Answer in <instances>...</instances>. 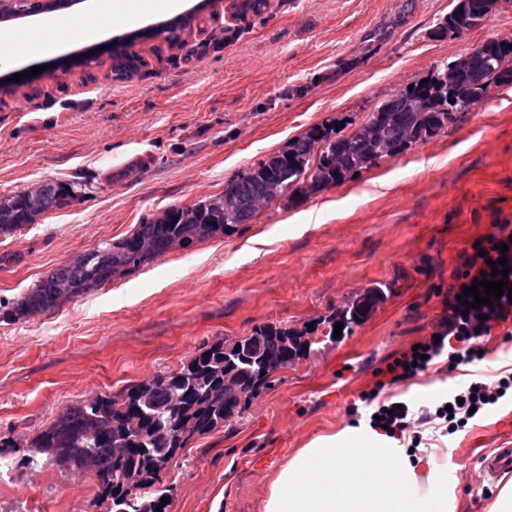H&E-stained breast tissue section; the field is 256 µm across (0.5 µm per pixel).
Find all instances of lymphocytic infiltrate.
<instances>
[{
  "label": "lymphocytic infiltrate",
  "mask_w": 512,
  "mask_h": 512,
  "mask_svg": "<svg viewBox=\"0 0 512 512\" xmlns=\"http://www.w3.org/2000/svg\"><path fill=\"white\" fill-rule=\"evenodd\" d=\"M503 243L508 246L504 252L499 249ZM501 257L512 267L511 224L492 225L488 232L479 235L477 243L458 254L432 335L420 339L418 350H404L376 370L372 388L360 394L358 403L351 405V412H358L363 405L373 407L375 418L370 425L374 430H385L390 437L410 434L411 445L416 448L423 440L421 426L434 424L443 434H453L465 427L474 414L497 404L501 392L512 391V375L491 382L481 381L460 391L449 390L445 404L417 412L406 404L395 407L393 402L381 397L386 387L410 379L432 365L439 363L445 370L453 371L482 359L485 337L494 327L512 321V302L503 297L488 306L469 308L460 296L473 280L490 278V261Z\"/></svg>",
  "instance_id": "1"
}]
</instances>
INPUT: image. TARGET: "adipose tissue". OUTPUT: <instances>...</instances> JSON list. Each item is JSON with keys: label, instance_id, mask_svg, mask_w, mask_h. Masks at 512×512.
<instances>
[{"label": "adipose tissue", "instance_id": "obj_1", "mask_svg": "<svg viewBox=\"0 0 512 512\" xmlns=\"http://www.w3.org/2000/svg\"><path fill=\"white\" fill-rule=\"evenodd\" d=\"M447 458L410 461L368 424L314 440L279 472L264 512H449Z\"/></svg>", "mask_w": 512, "mask_h": 512}]
</instances>
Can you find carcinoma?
Wrapping results in <instances>:
<instances>
[{
	"label": "carcinoma",
	"mask_w": 512,
	"mask_h": 512,
	"mask_svg": "<svg viewBox=\"0 0 512 512\" xmlns=\"http://www.w3.org/2000/svg\"><path fill=\"white\" fill-rule=\"evenodd\" d=\"M493 0H456L438 24L442 36H460L480 26L492 12ZM40 6L36 0H9L0 8V23ZM267 0H237L235 14L260 15ZM196 13L169 19L155 30L128 37L108 50L110 73L125 79L137 71L131 51L142 39L161 36L182 43ZM512 85V39H491L447 66L434 70L428 82L413 83L369 113L358 128L341 135L326 123L314 125L288 146L242 169L224 184V210L201 211L187 224L188 207L167 209L164 223L149 216L117 240H108L44 275L4 315L20 321L54 311L134 272L172 251L176 239L189 249L250 223L272 204L277 183L282 200L298 204L337 187L355 173L383 160L395 159L411 146L427 142L454 126L491 92ZM73 181L42 183L40 207L49 213L65 206L63 186ZM27 206L19 193L0 198V236L22 230ZM388 288H367L328 320L343 328L363 322L387 297ZM318 340L282 325L263 324L234 341L217 340L169 373L127 387L120 397L97 394L64 409L29 443L21 463L32 468L93 475L98 480L93 505L105 512H156L166 490L163 472L191 439L224 427L238 417L249 400L268 384L274 363L287 367L304 357Z\"/></svg>",
	"instance_id": "obj_1"
}]
</instances>
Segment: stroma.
<instances>
[{
	"instance_id": "stroma-1",
	"label": "stroma",
	"mask_w": 512,
	"mask_h": 512,
	"mask_svg": "<svg viewBox=\"0 0 512 512\" xmlns=\"http://www.w3.org/2000/svg\"><path fill=\"white\" fill-rule=\"evenodd\" d=\"M454 0H268L262 17L212 0L182 46L135 45L138 71L92 77L66 59L114 39V27L65 34L29 54L41 16L11 22L16 56L0 76V196L46 179L82 194L37 224L0 237V303L143 217L207 200L242 168L310 126L353 132L381 103L489 39L512 38V0L460 37L435 30ZM38 75H30L32 67ZM387 179L379 187L378 179ZM512 225V89L399 158L298 205L277 202L229 236L165 254L139 271L27 321H0V441L25 442L65 407L176 369L214 341L261 324L323 327L365 288L388 299L361 324L312 345L252 398L242 416L193 439L169 470L166 512H264L270 485L301 449L352 426L348 409L375 371L429 335L457 254L491 225ZM507 327L482 360L429 369L391 387L432 405L452 385L512 374ZM512 439L502 399L428 451L448 455L456 512H490L504 478L482 480V458ZM0 454V512H100L94 477L21 465Z\"/></svg>"
}]
</instances>
